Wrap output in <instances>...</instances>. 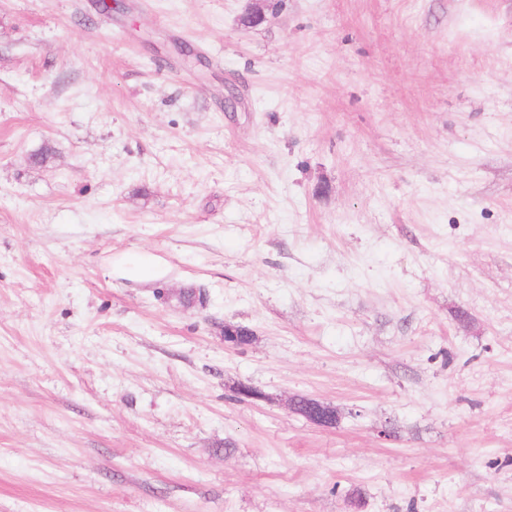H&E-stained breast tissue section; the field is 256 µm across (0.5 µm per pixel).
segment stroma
Wrapping results in <instances>:
<instances>
[{
    "mask_svg": "<svg viewBox=\"0 0 512 512\" xmlns=\"http://www.w3.org/2000/svg\"><path fill=\"white\" fill-rule=\"evenodd\" d=\"M123 4L0 0V512H512V0Z\"/></svg>",
    "mask_w": 512,
    "mask_h": 512,
    "instance_id": "1",
    "label": "stroma"
}]
</instances>
